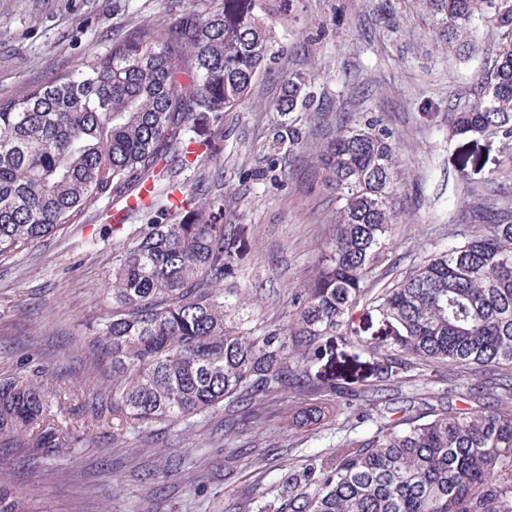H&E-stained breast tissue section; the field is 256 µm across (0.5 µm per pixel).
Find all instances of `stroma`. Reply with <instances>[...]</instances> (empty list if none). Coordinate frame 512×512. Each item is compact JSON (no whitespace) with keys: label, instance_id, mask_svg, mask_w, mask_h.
I'll return each mask as SVG.
<instances>
[{"label":"stroma","instance_id":"stroma-1","mask_svg":"<svg viewBox=\"0 0 512 512\" xmlns=\"http://www.w3.org/2000/svg\"><path fill=\"white\" fill-rule=\"evenodd\" d=\"M273 19L274 56L246 101L197 133L212 145L192 166L171 162L158 181V204L169 185L200 191L191 217L225 227L237 253L224 285L239 289L260 326L287 323L291 293L305 287L325 252L332 196L321 183L317 156L339 113L380 119L399 133L398 218L388 260L366 282L379 292L422 257L460 242L471 189L489 180L512 182V140L456 134L451 115L481 92L496 36L476 28L478 52L460 55L438 46L422 26L418 0H258ZM191 12L189 0H0V97L27 93L52 74L70 71L111 39L140 27L174 24ZM304 40H297V33ZM311 82L320 106L298 115L300 144L273 136L289 73ZM144 212L112 221L103 199L80 223L0 263V379L49 370L66 380L110 385L86 345L111 309L102 290L112 256L145 224ZM321 369L346 368L406 408L419 398L447 406L448 370L394 384L376 358L337 338ZM265 426L224 430L226 412L195 416L140 433L113 435L105 427L69 448H26L0 472V482L26 493L31 512H237L271 492L298 455L335 444L342 420L319 428L291 425L296 408L283 395L266 404ZM164 483H157L158 474Z\"/></svg>","mask_w":512,"mask_h":512}]
</instances>
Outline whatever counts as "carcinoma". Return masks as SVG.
Returning <instances> with one entry per match:
<instances>
[{
	"label": "carcinoma",
	"mask_w": 512,
	"mask_h": 512,
	"mask_svg": "<svg viewBox=\"0 0 512 512\" xmlns=\"http://www.w3.org/2000/svg\"><path fill=\"white\" fill-rule=\"evenodd\" d=\"M171 27L114 38L72 71L19 97H0V262L78 223L91 206L133 189L157 167L194 154L199 123L236 110L271 58L272 18L257 0H221ZM436 40L475 53L474 29L496 32L482 94L454 115L458 133L512 139V0H422ZM190 79L189 90L178 75ZM305 79L288 77L279 112L288 144L299 145L293 114L313 110ZM400 136L344 112L319 154L336 209L327 251L305 288L291 295L288 322L257 326L239 314L245 297L224 294L233 262L224 225L148 224L112 257L104 289L112 311L92 350L112 377L94 396L46 378L45 370L0 381V469L17 448H65L103 427L113 433L175 425L222 408L264 419L265 398L288 394L323 418L322 404L376 429L336 450L307 456L278 483L265 512H512V187L492 181L471 192L465 214L480 232L425 256L366 307L382 337L355 325L364 284L388 255L397 218ZM383 356L385 378L404 383L446 365L465 407L414 405L395 418L357 412L367 388L324 380L314 367L335 337ZM85 395V410L67 404ZM0 512H28L0 485Z\"/></svg>",
	"instance_id": "1"
}]
</instances>
